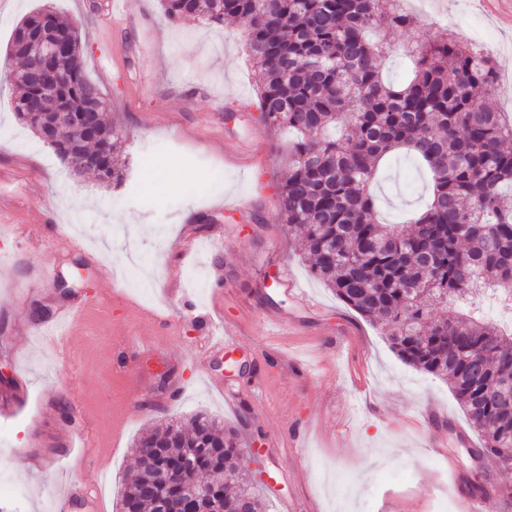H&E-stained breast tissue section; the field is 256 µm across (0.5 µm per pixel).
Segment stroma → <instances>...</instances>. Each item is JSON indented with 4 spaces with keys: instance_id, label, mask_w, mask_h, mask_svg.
Returning <instances> with one entry per match:
<instances>
[{
    "instance_id": "stroma-1",
    "label": "stroma",
    "mask_w": 512,
    "mask_h": 512,
    "mask_svg": "<svg viewBox=\"0 0 512 512\" xmlns=\"http://www.w3.org/2000/svg\"><path fill=\"white\" fill-rule=\"evenodd\" d=\"M0 0V395L18 408L0 415V478L23 495L12 512H59L67 485L97 487V512H118L134 464L133 443L155 427L202 413L236 427L260 460L266 512H503L498 490L512 470L476 456L480 438L447 383L409 366L381 331L310 271L296 231L281 224L277 189L288 166L286 131L260 119L241 21L174 22L160 0ZM53 6L77 26L85 72L108 99L106 115L126 134L120 182L73 174L13 111L16 61H5L25 16ZM414 27L389 31L385 76L399 77L408 45L448 29L480 46L500 83L493 102L512 113V29L479 0H405ZM380 214L403 223L428 182L397 155L373 186ZM25 227L16 237L14 225ZM161 271L155 318L112 290L140 255ZM20 265H13L14 257ZM200 266L224 273V297L185 284ZM29 280L13 296L4 285ZM87 301L71 359L33 336V306L48 314ZM221 309L231 349L200 358L196 347ZM131 347L127 369L110 365L112 340ZM157 346L142 355L132 341ZM79 398L100 439L112 408L108 466L60 465L74 435L57 410ZM438 442L428 452V442Z\"/></svg>"
}]
</instances>
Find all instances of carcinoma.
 <instances>
[{"label":"carcinoma","instance_id":"cac0c4a2","mask_svg":"<svg viewBox=\"0 0 512 512\" xmlns=\"http://www.w3.org/2000/svg\"><path fill=\"white\" fill-rule=\"evenodd\" d=\"M167 18L246 25L263 122L293 133L278 216L301 232L311 272L346 305L382 326L407 364L450 382L478 452L512 469V332L460 307L512 282V121L492 103L497 75L485 54L441 30L406 48L411 72L384 76L390 29L415 25L399 0H162ZM47 19L66 51L53 62L61 89L50 113L24 112L32 95L27 27ZM6 56L21 62L14 110L67 164L120 181L125 137L104 118L107 98L84 70L76 27L44 9L15 27ZM99 108L93 128L81 120ZM403 151L430 178L409 233L379 218L373 185L384 158ZM238 434L199 414L140 437L121 512L155 503L224 474L196 512H264L251 476L236 472ZM172 468L178 485L160 475Z\"/></svg>","mask_w":512,"mask_h":512}]
</instances>
